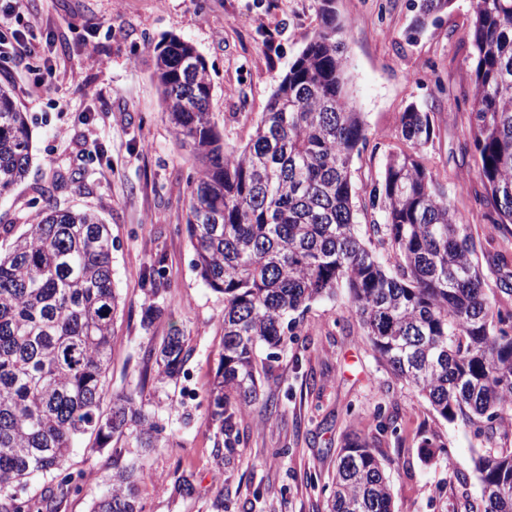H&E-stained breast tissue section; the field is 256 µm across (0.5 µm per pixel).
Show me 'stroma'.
Returning a JSON list of instances; mask_svg holds the SVG:
<instances>
[{
	"label": "stroma",
	"instance_id": "1",
	"mask_svg": "<svg viewBox=\"0 0 512 512\" xmlns=\"http://www.w3.org/2000/svg\"><path fill=\"white\" fill-rule=\"evenodd\" d=\"M476 0H453L423 31L412 0H336L349 21L344 40L348 90L369 132L353 163L360 197L381 178L390 153L403 149L399 118L408 106L433 112L429 165L448 200L470 224L489 297L502 271L491 257L507 244L484 214L486 196L474 161L465 39ZM320 0H20L15 29L49 34L50 51L0 59V85L29 117L28 176L0 196V224H27L52 187L59 207L98 211L112 233V278L119 296L109 392L142 386L143 400L172 436L168 448L143 452L145 512H327L336 452L355 432L388 462L394 512H480L472 457L483 444L472 428L441 418L416 390L397 380L362 334L346 291L296 312L280 346L260 348L259 397L238 421L229 465L211 456L207 409L224 329V296L193 268L186 231L188 182L195 164L172 133L152 78L153 48L174 35L191 42L212 80L210 108L226 151L247 144L253 126L319 23ZM94 46L102 66L86 48ZM46 79L31 94L35 75ZM61 187H54L56 175ZM161 260L165 313L143 326L149 288L143 273ZM192 349L176 390L141 382L155 372L150 350L175 333ZM394 428L379 429L377 410ZM435 444L427 453L424 440ZM82 490L65 512H88L105 492L112 454L76 452ZM195 492L180 496L177 476Z\"/></svg>",
	"mask_w": 512,
	"mask_h": 512
}]
</instances>
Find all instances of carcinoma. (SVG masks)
Here are the masks:
<instances>
[{
  "instance_id": "carcinoma-1",
  "label": "carcinoma",
  "mask_w": 512,
  "mask_h": 512,
  "mask_svg": "<svg viewBox=\"0 0 512 512\" xmlns=\"http://www.w3.org/2000/svg\"><path fill=\"white\" fill-rule=\"evenodd\" d=\"M334 0L290 66L239 152L227 153L210 112L212 84L195 47L176 36L154 48L153 78L181 145L199 166L190 181L187 231L193 267L224 294V340L210 389L213 458L230 460L238 420L258 396L257 349L275 348L288 315L347 291L376 356L443 419L485 437L475 451L481 512H512V309L483 288L469 225L427 163L434 116L415 105L400 117L410 150L393 152L360 200L351 167L368 142L344 91L347 58ZM452 0H418L421 29ZM472 141L492 209L512 235V0H476ZM27 116L0 87V194L28 174ZM370 214L369 230L357 215ZM0 253V512H62L81 491L68 462L82 439L168 448L134 391L107 394L113 324L112 237L91 210L41 209ZM156 269L142 323L162 315ZM192 353L182 336L157 351L156 383L178 385ZM111 449L110 487L90 512H144L148 473ZM38 483L39 491L25 493ZM328 512H393L386 465L354 435L336 454Z\"/></svg>"
}]
</instances>
